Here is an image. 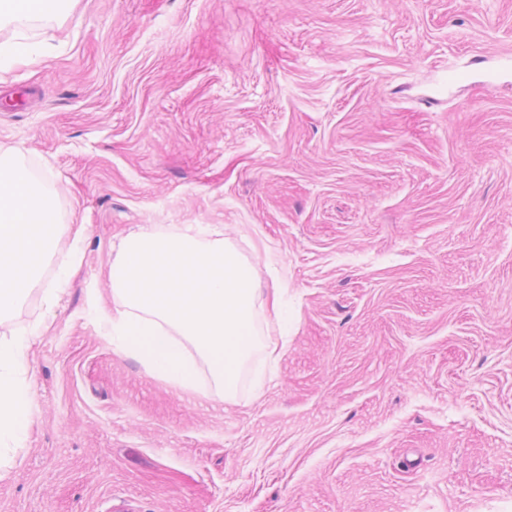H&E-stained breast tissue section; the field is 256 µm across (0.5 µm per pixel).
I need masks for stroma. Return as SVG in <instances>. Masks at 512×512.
Here are the masks:
<instances>
[{
    "label": "stroma",
    "mask_w": 512,
    "mask_h": 512,
    "mask_svg": "<svg viewBox=\"0 0 512 512\" xmlns=\"http://www.w3.org/2000/svg\"><path fill=\"white\" fill-rule=\"evenodd\" d=\"M26 36L0 153L57 227L0 322L32 339L0 512H512V0H70ZM144 224L223 225L284 288L232 400L114 352Z\"/></svg>",
    "instance_id": "1"
}]
</instances>
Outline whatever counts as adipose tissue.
Returning a JSON list of instances; mask_svg holds the SVG:
<instances>
[{
    "instance_id": "adipose-tissue-1",
    "label": "adipose tissue",
    "mask_w": 512,
    "mask_h": 512,
    "mask_svg": "<svg viewBox=\"0 0 512 512\" xmlns=\"http://www.w3.org/2000/svg\"><path fill=\"white\" fill-rule=\"evenodd\" d=\"M66 0H0V26L59 13ZM51 209L27 173L0 154V321L14 310L19 283L35 284L53 246ZM256 269L215 224L174 230L141 227L117 245L108 270L115 352L131 353L156 377L184 391L197 388L198 367L232 397L256 347L270 360L282 349L259 340V313L282 320L281 289L259 294ZM26 342H0V445L22 440L29 428L28 396L17 370Z\"/></svg>"
}]
</instances>
